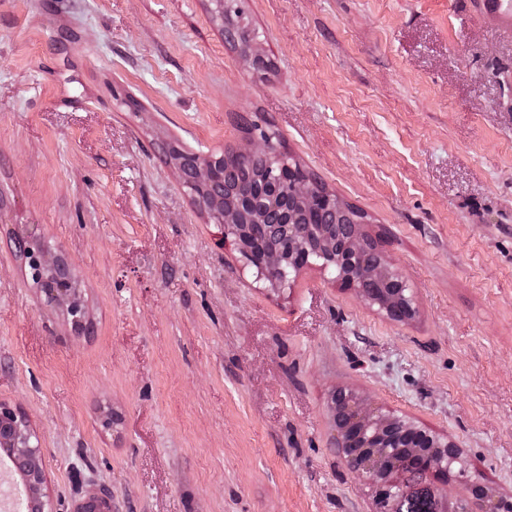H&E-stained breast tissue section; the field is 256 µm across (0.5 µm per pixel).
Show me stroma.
<instances>
[{"label": "stroma", "mask_w": 512, "mask_h": 512, "mask_svg": "<svg viewBox=\"0 0 512 512\" xmlns=\"http://www.w3.org/2000/svg\"><path fill=\"white\" fill-rule=\"evenodd\" d=\"M0 0V402L52 512H377L336 388L448 437L512 496V28L474 0ZM279 150L411 285L389 320L303 269L275 291L166 149ZM38 225L87 330L9 244Z\"/></svg>", "instance_id": "1"}]
</instances>
